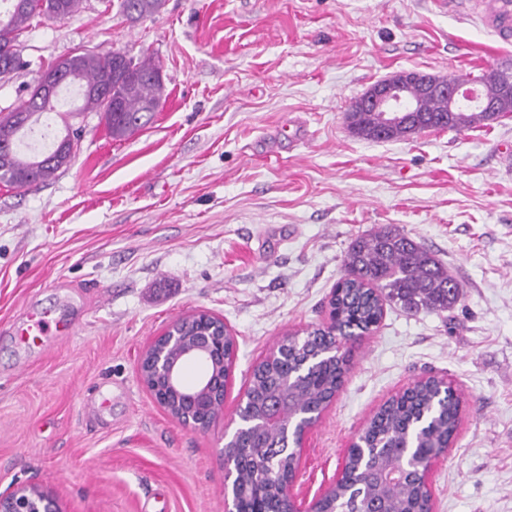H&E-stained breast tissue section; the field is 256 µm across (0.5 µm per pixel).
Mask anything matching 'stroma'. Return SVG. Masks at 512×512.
Segmentation results:
<instances>
[{"label": "stroma", "mask_w": 512, "mask_h": 512, "mask_svg": "<svg viewBox=\"0 0 512 512\" xmlns=\"http://www.w3.org/2000/svg\"><path fill=\"white\" fill-rule=\"evenodd\" d=\"M484 0H164L132 22L82 0L33 24L0 111L75 49L149 57L165 80L151 121L113 140L75 118L81 147L49 182L0 185V494L35 484L61 512H224V424L284 335L322 324L359 235L398 227L458 282L450 311L385 305L291 492L334 482L346 449L422 377L462 399L433 512H512V117L401 141L354 135L346 114L401 70L479 77L512 66ZM207 309L237 340L219 423L182 426L142 384L146 346ZM35 311L73 320L49 349L19 345Z\"/></svg>", "instance_id": "35a3bbf8"}]
</instances>
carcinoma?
Listing matches in <instances>:
<instances>
[{
    "instance_id": "cac0c4a2",
    "label": "carcinoma",
    "mask_w": 512,
    "mask_h": 512,
    "mask_svg": "<svg viewBox=\"0 0 512 512\" xmlns=\"http://www.w3.org/2000/svg\"><path fill=\"white\" fill-rule=\"evenodd\" d=\"M12 9L0 18V49L6 64L0 65V79H9L23 65L19 37L36 18L69 17L79 10L81 0H10ZM163 0H119V11L137 22L157 13ZM65 72L81 88L103 87L106 93H83V103L74 111L97 112L114 139H123L144 127L159 110L165 93L164 80L155 77L160 66L148 58H134L120 51H81L67 57ZM480 96L494 101L498 111L512 114V97L501 94L495 73L479 79ZM58 98L38 96L30 89L28 98L0 116V182L22 191L51 180L69 165L70 153H56L37 160L36 154L18 148L30 126L19 123L16 113L32 110L31 122L40 115L58 111ZM420 121H439L444 116L442 102L423 98ZM483 116L459 112L449 129L458 133L477 127ZM384 124L381 112H355L349 127L354 134L373 139L372 132ZM343 295L336 298L338 322L350 336L361 337L376 326L384 304H393L409 314L421 310L444 312L459 299L460 288L446 267L429 250L388 226L356 238L350 245L345 274L339 281ZM325 342L314 335L284 338L281 355L265 359L252 371L247 400L253 418L264 419L272 409L288 419L289 412L316 410L328 403L347 373L342 355H329L309 372L305 361L310 350ZM459 420V398L442 396L429 381L411 393L389 400L363 430L366 447L356 448L349 466L361 475L358 485L338 484L332 496L318 503L319 512H422L426 493L415 472L399 480L390 478L406 448H419L425 455L447 447ZM279 440L276 431L246 434L240 447L232 487L241 512H265L274 479L285 478L295 468L294 459L274 455Z\"/></svg>"
}]
</instances>
